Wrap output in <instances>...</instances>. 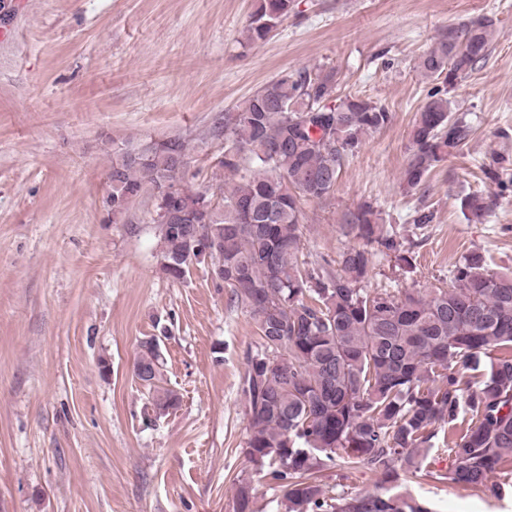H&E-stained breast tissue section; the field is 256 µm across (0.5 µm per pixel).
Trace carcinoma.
Returning a JSON list of instances; mask_svg holds the SVG:
<instances>
[{"instance_id": "1", "label": "carcinoma", "mask_w": 512, "mask_h": 512, "mask_svg": "<svg viewBox=\"0 0 512 512\" xmlns=\"http://www.w3.org/2000/svg\"><path fill=\"white\" fill-rule=\"evenodd\" d=\"M294 9V0H259L248 38L265 40ZM492 18L450 26L417 68L443 77L444 88L423 104L411 132L402 187L418 189L431 171L467 144L474 130L453 112L449 93L487 59ZM336 70L285 71L213 128L224 138L219 166L237 177L221 201L186 186V145L179 138L122 148L109 180L113 222L146 190L156 198L162 257L189 273L195 263L224 261V287L257 319L260 350L246 355L241 393L247 441L243 454L255 475L279 492L285 512H433L402 482L431 477L500 497L512 481L494 478L512 466V274L479 256L455 266L448 289H416L402 297L364 287L380 253L411 265L380 211L363 204L342 216L357 241L330 271L299 260L303 205L326 199L346 157L369 133L391 122L369 99L336 96ZM506 158L493 151L482 169L505 186ZM471 223H483L492 200L465 197ZM150 336L137 347L133 373L151 369L152 411L175 410L181 399L159 385L163 361ZM495 350L502 355L474 385L469 370ZM465 430L451 438L452 466L430 470L437 429ZM366 468L382 477L373 493H330L324 472ZM252 486L237 485L234 512H251Z\"/></svg>"}]
</instances>
